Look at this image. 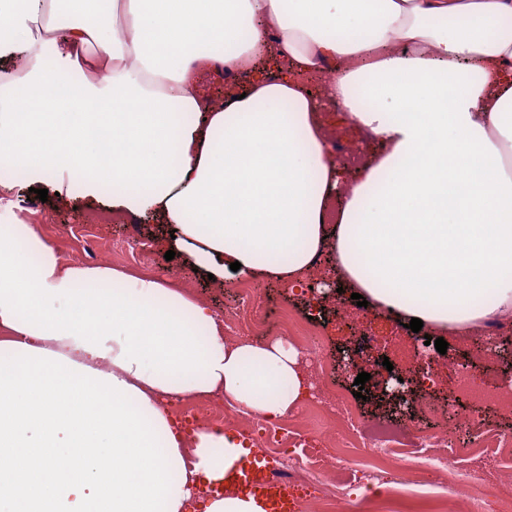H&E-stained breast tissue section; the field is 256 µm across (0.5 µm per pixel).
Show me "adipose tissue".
<instances>
[{
  "label": "adipose tissue",
  "instance_id": "obj_1",
  "mask_svg": "<svg viewBox=\"0 0 512 512\" xmlns=\"http://www.w3.org/2000/svg\"><path fill=\"white\" fill-rule=\"evenodd\" d=\"M6 54L29 66L0 187L68 172L218 282L236 262L298 290L328 251L370 306L432 331L512 313V0H0ZM244 71L245 98L200 90ZM319 76L380 146L347 183ZM307 394L283 341L228 342L191 292L0 224V512H265L235 485L243 439L168 408L218 395L275 421ZM206 486L225 492L193 502Z\"/></svg>",
  "mask_w": 512,
  "mask_h": 512
}]
</instances>
